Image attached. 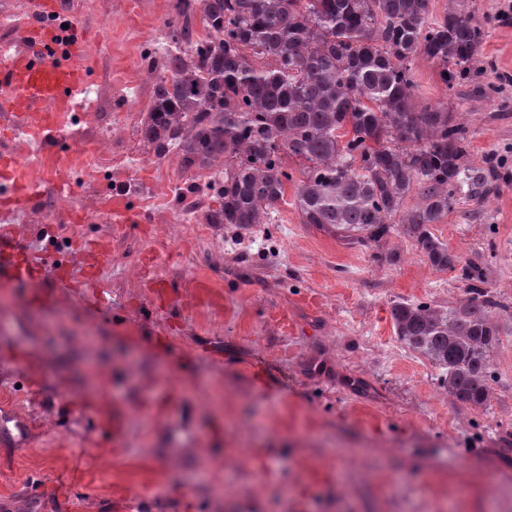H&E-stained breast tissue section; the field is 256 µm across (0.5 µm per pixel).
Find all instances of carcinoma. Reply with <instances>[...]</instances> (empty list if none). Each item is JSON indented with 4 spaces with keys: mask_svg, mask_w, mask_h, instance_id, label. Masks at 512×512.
Instances as JSON below:
<instances>
[{
    "mask_svg": "<svg viewBox=\"0 0 512 512\" xmlns=\"http://www.w3.org/2000/svg\"><path fill=\"white\" fill-rule=\"evenodd\" d=\"M172 10L163 68L144 56L155 82L143 134L157 156L173 151L185 168L224 165L208 223H273L292 180L285 158L296 157L302 223L378 241L396 218L431 264L459 266L430 225L457 196L482 198L490 172L471 163L466 127L452 114L414 108L411 63L423 53L447 86L467 83L483 27L455 8L431 19V0H173ZM414 190L421 202L403 208ZM461 272L467 299L450 310L396 304L393 328L448 374L451 397L485 407L497 303L480 268Z\"/></svg>",
    "mask_w": 512,
    "mask_h": 512,
    "instance_id": "cac0c4a2",
    "label": "carcinoma"
}]
</instances>
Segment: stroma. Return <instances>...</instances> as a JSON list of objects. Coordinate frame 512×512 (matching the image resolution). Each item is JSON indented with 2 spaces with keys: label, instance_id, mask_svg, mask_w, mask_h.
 <instances>
[{
  "label": "stroma",
  "instance_id": "stroma-1",
  "mask_svg": "<svg viewBox=\"0 0 512 512\" xmlns=\"http://www.w3.org/2000/svg\"><path fill=\"white\" fill-rule=\"evenodd\" d=\"M507 0H460L488 23L474 82L453 88L412 60L416 108L452 112L470 159L491 169L481 202L460 197L431 231L483 268L500 336L487 407L449 396L445 376L402 344L400 302L456 306L460 271L431 265L392 231L347 240L302 223L293 177L273 224H210L165 200L171 223L67 224L50 241L19 227L37 257H77V285L0 278V512H512V19ZM171 0L94 17L92 44L138 69L169 39ZM496 86L487 97L480 86ZM103 197L134 206L162 173L219 202L176 154L141 132ZM104 239L90 264L80 242ZM137 270L128 278V270ZM120 438L99 427L101 414ZM95 447L87 455L86 447Z\"/></svg>",
  "mask_w": 512,
  "mask_h": 512
}]
</instances>
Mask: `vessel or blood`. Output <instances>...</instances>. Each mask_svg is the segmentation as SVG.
Wrapping results in <instances>:
<instances>
[{
    "mask_svg": "<svg viewBox=\"0 0 512 512\" xmlns=\"http://www.w3.org/2000/svg\"><path fill=\"white\" fill-rule=\"evenodd\" d=\"M56 0H28V18L18 31L14 47L0 48V86L9 88L10 98L0 100V136L51 139L64 148L66 136L55 125L60 106L70 105L91 84L93 74L85 61L88 21L79 15L68 17L59 30L46 25V14L56 12ZM40 189L28 178L15 157L0 153V277L38 279L43 262L19 265L21 254L10 220L27 207Z\"/></svg>",
    "mask_w": 512,
    "mask_h": 512,
    "instance_id": "b4317fda",
    "label": "vessel or blood"
}]
</instances>
